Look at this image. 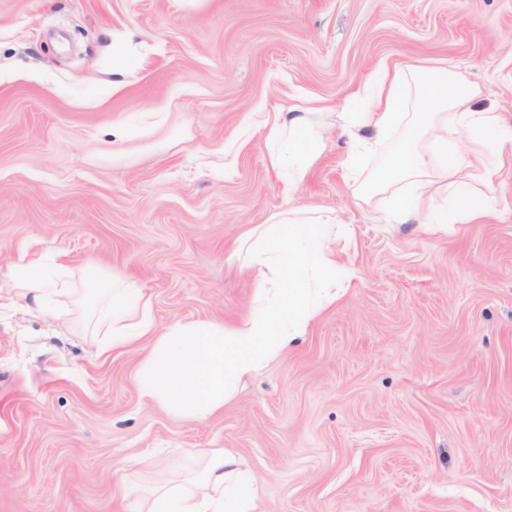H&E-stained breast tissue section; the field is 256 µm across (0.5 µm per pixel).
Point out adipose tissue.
Segmentation results:
<instances>
[{
  "label": "adipose tissue",
  "instance_id": "1",
  "mask_svg": "<svg viewBox=\"0 0 512 512\" xmlns=\"http://www.w3.org/2000/svg\"><path fill=\"white\" fill-rule=\"evenodd\" d=\"M366 91L369 106L357 123L380 139L406 133L382 189L387 223L413 218L433 232L486 216L487 193L501 178L500 166L485 158L486 142L512 151V123L501 113L471 108L474 88L444 65H384ZM452 122L470 135L467 154L448 140ZM345 233L333 221L285 213L241 237L233 256L253 273L257 303L238 326L201 322L157 330L151 296L137 279L100 269L83 294L61 260L48 269L23 266L17 288L38 306L53 299L88 305V321L106 336V349L151 338L137 371L141 398L168 404L179 415L208 416L242 377L280 357L335 302L353 276L337 248ZM135 465L124 458L125 472L117 478L121 498L134 499V512H254L250 478L231 451L191 454L180 477L146 488L127 480Z\"/></svg>",
  "mask_w": 512,
  "mask_h": 512
}]
</instances>
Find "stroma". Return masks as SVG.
<instances>
[{"label":"stroma","mask_w":512,"mask_h":512,"mask_svg":"<svg viewBox=\"0 0 512 512\" xmlns=\"http://www.w3.org/2000/svg\"><path fill=\"white\" fill-rule=\"evenodd\" d=\"M432 61L512 120V0H0V512H130L120 456L151 484L200 448L236 454L256 512H512V153L493 215L428 234L386 223L389 149L352 120L380 63ZM274 114L306 142L288 195ZM289 209L349 227L354 276L201 420L141 399L145 342L101 354L16 296L61 254L135 274L158 329L236 324L232 247Z\"/></svg>","instance_id":"1"}]
</instances>
